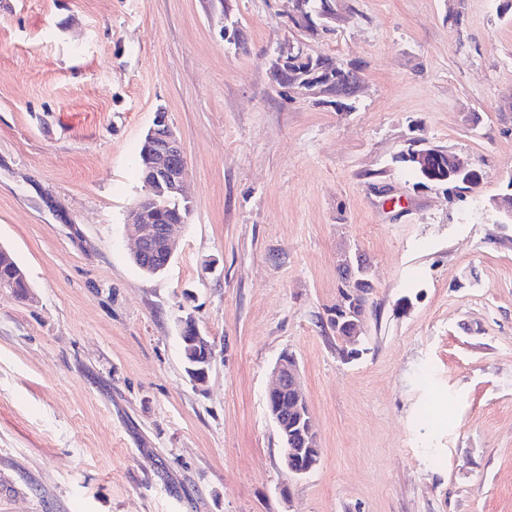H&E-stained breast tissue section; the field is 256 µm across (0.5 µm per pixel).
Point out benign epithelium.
Returning a JSON list of instances; mask_svg holds the SVG:
<instances>
[{"label":"benign epithelium","mask_w":512,"mask_h":512,"mask_svg":"<svg viewBox=\"0 0 512 512\" xmlns=\"http://www.w3.org/2000/svg\"><path fill=\"white\" fill-rule=\"evenodd\" d=\"M153 152L150 167L145 180V197L139 199L129 212L127 234L134 242L131 255L142 257L151 252L156 245L166 251L164 267H169L175 257L177 244L173 237L172 224H160L154 208L146 199L156 195H169L177 199L185 197L188 161L180 135L169 123L167 113L160 109L156 112L153 126L148 130ZM403 157L411 170L421 174L424 181L443 182L451 177H463L458 192L468 193L473 187L475 169L472 162L456 154L448 156V167L440 172L443 165L441 155L431 146L423 148L415 145L403 151ZM495 208L512 222V177L507 190L494 199ZM341 272L345 282L343 305L345 321L336 325V334L345 346L342 354L346 359L357 356L359 345L365 332V303L361 301L362 292L354 287L360 276L369 275V268L358 252L345 254L341 263ZM180 334L192 336L195 341L203 338L195 317L187 314L180 318ZM213 358L211 343H205L201 366L196 369L191 380L197 384L205 382ZM269 416L275 423L283 444V466L289 474L302 476L313 470L320 462L321 451L312 425L310 411L300 385L299 366L296 358L283 354L273 369V384L268 392ZM291 413L295 427L299 429L301 447H292V439L283 426L286 413Z\"/></svg>","instance_id":"1"}]
</instances>
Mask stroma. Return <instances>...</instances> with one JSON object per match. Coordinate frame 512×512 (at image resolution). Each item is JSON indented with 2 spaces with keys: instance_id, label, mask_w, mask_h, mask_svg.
<instances>
[{
  "instance_id": "stroma-1",
  "label": "stroma",
  "mask_w": 512,
  "mask_h": 512,
  "mask_svg": "<svg viewBox=\"0 0 512 512\" xmlns=\"http://www.w3.org/2000/svg\"><path fill=\"white\" fill-rule=\"evenodd\" d=\"M0 0V512H512V0ZM353 72L278 83L280 51ZM190 212L162 275L128 210L157 109ZM470 159L463 197L409 142ZM363 351L328 321L344 253ZM214 347L188 376L178 321ZM295 354L321 448L294 477L267 411ZM307 2L306 8L309 10L313 9L312 11H316V9H321L323 2L325 0H305ZM319 2V3H317ZM332 1L328 0L325 2V7L323 10L318 12V15L322 18H330L332 15H334V8L331 3ZM297 3V9L295 15L292 16L291 22L296 27H301L303 25H310L312 22V13L308 11L305 8L304 0H296ZM6 286L7 295L17 301H26L31 295L28 277L24 268L7 248L0 247V287ZM341 272L343 273L345 288L342 289L343 291L341 290L340 298L344 292L342 306L346 320L341 325L338 323L336 327L334 323L330 322V324L336 328V334L341 335L336 336L345 346L342 351L344 358L349 360L358 355L355 347L359 345L365 332V303L367 300L366 293L364 296L365 303L361 301L363 293L360 291V288H366V286L360 282L355 284V288H353V285L355 281H363L358 279L359 276H367L368 280H365V282L369 283L371 287L372 282L369 278V268L359 252H355L354 255L350 253L344 255ZM347 348H350V350Z\"/></svg>"
}]
</instances>
